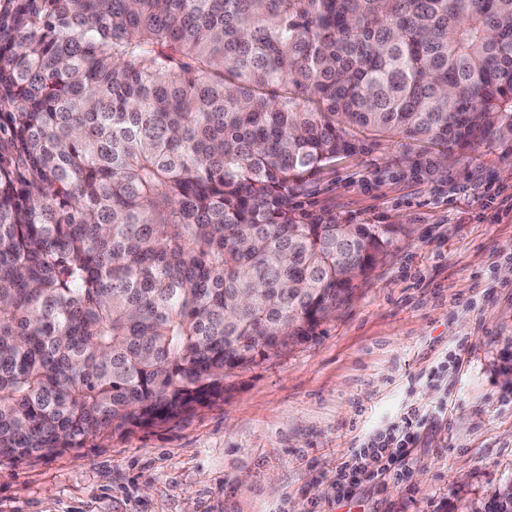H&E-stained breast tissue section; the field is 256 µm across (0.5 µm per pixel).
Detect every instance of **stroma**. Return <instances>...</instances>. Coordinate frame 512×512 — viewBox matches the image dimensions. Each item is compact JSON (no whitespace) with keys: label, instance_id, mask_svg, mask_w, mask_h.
<instances>
[{"label":"stroma","instance_id":"obj_1","mask_svg":"<svg viewBox=\"0 0 512 512\" xmlns=\"http://www.w3.org/2000/svg\"><path fill=\"white\" fill-rule=\"evenodd\" d=\"M298 204L401 224L388 256L309 340L237 372L221 401L150 428L0 461V512H481L512 480V154L395 140L337 160ZM463 347L453 405L411 488L330 484L355 439L395 419L410 374Z\"/></svg>","mask_w":512,"mask_h":512}]
</instances>
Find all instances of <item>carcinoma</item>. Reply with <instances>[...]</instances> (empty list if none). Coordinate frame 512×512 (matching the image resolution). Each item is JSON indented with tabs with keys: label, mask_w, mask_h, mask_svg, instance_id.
Here are the masks:
<instances>
[{
	"label": "carcinoma",
	"mask_w": 512,
	"mask_h": 512,
	"mask_svg": "<svg viewBox=\"0 0 512 512\" xmlns=\"http://www.w3.org/2000/svg\"><path fill=\"white\" fill-rule=\"evenodd\" d=\"M395 138L512 147V0H0V459L309 339L405 227L293 200Z\"/></svg>",
	"instance_id": "cac0c4a2"
}]
</instances>
